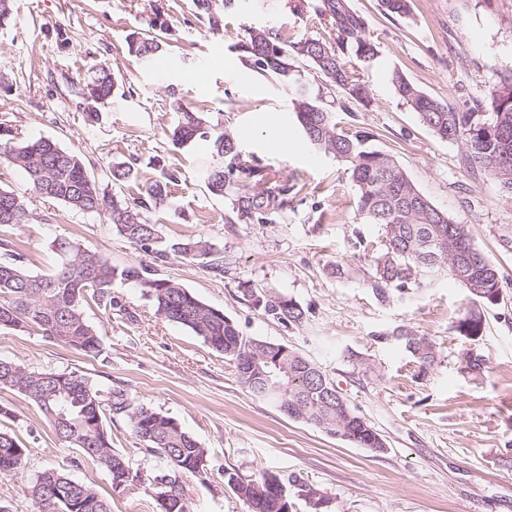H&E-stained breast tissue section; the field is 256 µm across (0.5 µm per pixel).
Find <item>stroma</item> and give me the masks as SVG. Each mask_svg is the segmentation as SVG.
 I'll return each mask as SVG.
<instances>
[{
	"label": "stroma",
	"instance_id": "35a3bbf8",
	"mask_svg": "<svg viewBox=\"0 0 512 512\" xmlns=\"http://www.w3.org/2000/svg\"><path fill=\"white\" fill-rule=\"evenodd\" d=\"M349 2L379 53L363 73L369 104L350 102L336 119L393 155L435 207L466 224L474 245L497 266L502 296L480 306L479 341L453 329L471 302L446 273L409 300H378L367 280L381 231L359 216L344 165L306 144L275 149L280 129L299 134L288 90L256 76L238 46L252 26L270 24L291 37L323 32L312 12L290 11L286 0H236L220 35L208 34L192 0H12L13 20L0 28V143L53 140L82 156L107 196L129 203L142 199L146 184L168 177L170 204L150 211V219L163 240L209 239L224 254V272L171 258L159 265L160 276L223 311L244 335L311 357L380 434L385 451L351 445L252 396L223 354L159 316L130 282L112 290L118 311L85 308L101 332L97 355L0 327V358L29 370L76 372L174 418L208 450L206 478L185 483L192 512H246L224 474L262 470L299 475L326 492L330 512H512V196L463 168L461 145L435 137L388 79L400 70L456 109L484 102L512 67V0H413L409 18L384 15L378 0ZM155 4L170 23L164 71L127 52L129 35L147 29ZM98 63L111 65L118 92L89 124L74 85ZM169 85L192 109L223 120L244 159L288 185L284 220L234 222L229 201L205 185L214 162L209 146L177 147L168 136L179 119L169 107ZM116 163L133 169L131 181L113 183L109 169ZM0 188L25 196L42 216L0 226V240L24 255L30 274L55 270L51 244L58 238L119 269L151 262L104 217L38 196L21 170L1 160ZM249 286L292 299L306 311V327L262 315L244 294ZM399 325L435 342L433 364L420 365L387 339ZM470 349L485 356L487 372L468 370ZM105 424L114 450L133 469L160 466L127 417L110 414ZM0 430L27 450L24 475L0 477V506L8 512H35L28 487L47 469L95 487L112 512H153L150 494L114 491L103 468L61 443L37 406L9 388H0Z\"/></svg>",
	"mask_w": 512,
	"mask_h": 512
}]
</instances>
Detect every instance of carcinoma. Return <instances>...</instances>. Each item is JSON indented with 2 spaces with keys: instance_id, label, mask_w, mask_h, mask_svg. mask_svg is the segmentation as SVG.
Masks as SVG:
<instances>
[{
  "instance_id": "obj_1",
  "label": "carcinoma",
  "mask_w": 512,
  "mask_h": 512,
  "mask_svg": "<svg viewBox=\"0 0 512 512\" xmlns=\"http://www.w3.org/2000/svg\"><path fill=\"white\" fill-rule=\"evenodd\" d=\"M234 0H192L195 14L213 34L224 26V11ZM388 16L407 17L411 0H380ZM293 12L312 10L335 32L290 38L272 27H250L239 46L243 63L266 78L275 77L292 93L291 104L305 140L347 166L357 188V211L369 224L383 231V243L372 256L369 286L382 300H405L420 287L423 261L437 256L445 271L467 291L472 302L495 304L501 296L496 266L474 245L466 225L438 210L413 185L406 171L389 153L367 145L358 131L338 127L334 105L344 111V103L325 101L326 93L340 91L359 103L368 101L362 70L378 55L377 44L367 35V23L351 7L349 0H288ZM169 31L164 7L155 6L148 29L135 32L128 53L146 65L164 52L163 34ZM309 64L324 87L313 91L297 76L295 63ZM397 95L417 112L420 121L442 141L457 142L464 149L467 168L489 176L499 189L512 196V69L492 89L488 104L458 111L411 83L400 71L390 74ZM117 83L112 69L100 65L79 80L75 93L91 108L86 118L94 121L101 108L112 102ZM170 108L182 114L169 133L177 145L197 139L210 144L216 162L205 173L208 190L230 199L232 212L240 224H273L288 209L289 189L274 185L266 169L242 157L236 137L224 125L205 113L191 109L174 87L168 88ZM0 158L22 170L33 191L58 201L71 210L107 215L116 232L135 249L156 262L172 256L199 261L214 272H224L221 252L203 237L166 242L158 225L145 211L168 206L171 192L167 178L150 182L145 199L128 204L108 197L92 177L80 155L67 151L52 140L40 138L0 144ZM508 165H503V159ZM40 219L27 200L0 188V226L30 224ZM0 258V327L45 336L80 354L99 352L100 331L85 317V306L93 302L112 310V288L116 282L130 281L156 307L159 315L201 337L224 355L236 371L240 384L253 396L279 408L288 417L303 420L339 439L374 453L386 445L380 435L336 390L322 367L298 349L243 335L228 316L195 297L181 283L160 278L149 266L119 270L100 255L70 239L53 241L60 262L47 276L30 274L23 256L9 249ZM259 311L284 326H300L304 310L292 300L266 288L245 289ZM454 328L472 341L482 337V316L476 309L461 313ZM408 353L424 364L434 362V342L406 326L389 332ZM267 359L265 370L281 374L288 368L286 387L276 391L248 373L247 363ZM10 388L34 403L64 443L73 441L82 454L106 470L111 481L125 482L129 490L144 487L152 494L155 512H190L183 478L204 474L207 449L170 416L135 404L121 390H103L74 372L27 370L0 359V388ZM128 417L134 434L164 465L143 476L132 470L126 457L112 448L103 410ZM7 431H0V475L24 473L26 453ZM227 484L244 503L247 512H293L294 499L288 489L298 486V496L310 512H326L330 498L320 489L297 478H285L263 471L244 478L227 475ZM36 512H111L108 500L88 484L71 480L55 469L41 472L29 486Z\"/></svg>"
}]
</instances>
